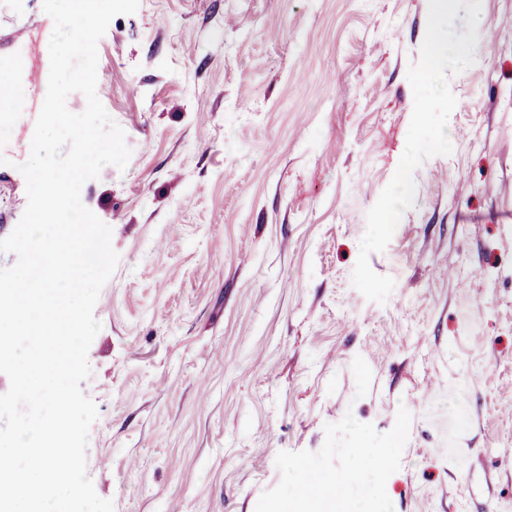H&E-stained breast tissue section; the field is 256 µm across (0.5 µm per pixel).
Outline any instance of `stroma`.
<instances>
[{"label": "stroma", "instance_id": "35a3bbf8", "mask_svg": "<svg viewBox=\"0 0 512 512\" xmlns=\"http://www.w3.org/2000/svg\"><path fill=\"white\" fill-rule=\"evenodd\" d=\"M429 0H140L98 43L125 168L81 200L118 265L82 382L87 473L114 512H255L278 452L353 414H411L394 512H512V0H481L448 77L452 152L352 285L366 215L403 154ZM0 0V68L53 27ZM31 117L0 135V238L27 205ZM465 411L467 426L456 422Z\"/></svg>", "mask_w": 512, "mask_h": 512}]
</instances>
